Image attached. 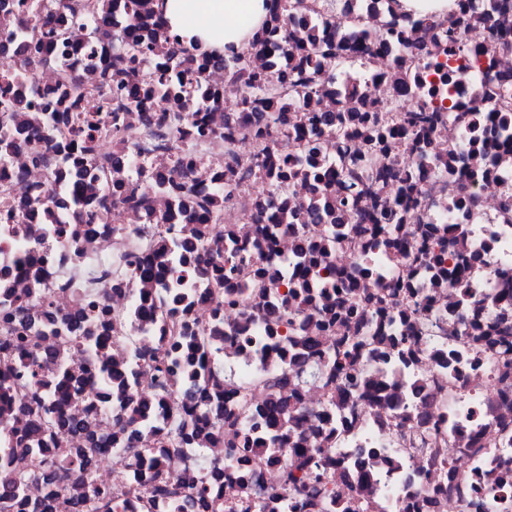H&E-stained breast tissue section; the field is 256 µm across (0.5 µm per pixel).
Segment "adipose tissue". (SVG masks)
Instances as JSON below:
<instances>
[{"instance_id": "obj_1", "label": "adipose tissue", "mask_w": 512, "mask_h": 512, "mask_svg": "<svg viewBox=\"0 0 512 512\" xmlns=\"http://www.w3.org/2000/svg\"><path fill=\"white\" fill-rule=\"evenodd\" d=\"M268 0H156L155 7L170 31L185 45L202 40L224 53L227 45L243 46L261 27Z\"/></svg>"}]
</instances>
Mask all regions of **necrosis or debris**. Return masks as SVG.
Masks as SVG:
<instances>
[{"mask_svg":"<svg viewBox=\"0 0 512 512\" xmlns=\"http://www.w3.org/2000/svg\"><path fill=\"white\" fill-rule=\"evenodd\" d=\"M308 2L251 51L188 65L159 40L154 0H109L111 26H71L68 46L30 69L6 34L60 18L58 0H0V94L26 105L21 124L0 129V469L27 467L25 505L0 512H76L89 481L111 489L115 512H259L273 491L281 503L271 512H512V305L497 300L512 288V118H495L512 115V0H449L433 20L403 13L399 0ZM134 20L157 42L136 101L118 128L75 135L45 102L75 83L111 106L104 90L116 85ZM311 21L335 49L318 64L316 93L276 100L284 123L273 165L337 168L336 133L316 117L340 113L347 92L373 112L445 107L443 127L386 143L395 189L413 187L419 200L392 242H374L372 197L328 245L310 209L322 195L339 201V183L246 172L261 112L247 107L244 82L303 59L306 44L280 33ZM186 65L205 102L177 122L179 99L149 75ZM182 182L215 199L219 224L177 203ZM428 231L444 246L443 267L396 259V247L416 251ZM302 233L319 241L314 255L297 251ZM235 251L245 263L225 274ZM328 269L349 314L337 313L334 289L302 304L291 294L303 272ZM271 308L287 309L293 325L265 322ZM299 336L317 339L325 357L346 337H370L350 365L358 386L310 379ZM33 351L47 365L22 389ZM162 359L170 379L160 395ZM64 381L72 428L32 432L30 406L58 404ZM243 395L256 414L276 396L296 403L298 447L270 445L249 425L227 443L217 421L239 416ZM180 413L195 421L191 441L172 435ZM77 448L86 460L65 463ZM298 448L323 468L324 489L299 494L287 483ZM57 459L61 468H47ZM157 485L167 496L150 498Z\"/></svg>","mask_w":512,"mask_h":512,"instance_id":"4bbe7bcc","label":"necrosis or debris"}]
</instances>
